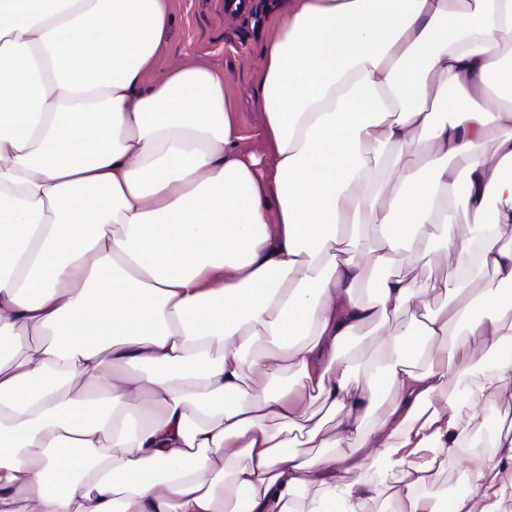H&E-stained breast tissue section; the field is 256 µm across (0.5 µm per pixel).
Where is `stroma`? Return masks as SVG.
Wrapping results in <instances>:
<instances>
[{"label": "stroma", "mask_w": 512, "mask_h": 512, "mask_svg": "<svg viewBox=\"0 0 512 512\" xmlns=\"http://www.w3.org/2000/svg\"><path fill=\"white\" fill-rule=\"evenodd\" d=\"M289 2L268 0L260 17L253 19L233 14L224 0H170L172 22L157 57L155 76L188 62L223 73L224 89L236 108L245 144L259 149L262 114L255 96L263 66L261 49L271 20L283 14Z\"/></svg>", "instance_id": "1"}]
</instances>
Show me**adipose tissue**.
Listing matches in <instances>:
<instances>
[{
    "label": "adipose tissue",
    "mask_w": 512,
    "mask_h": 512,
    "mask_svg": "<svg viewBox=\"0 0 512 512\" xmlns=\"http://www.w3.org/2000/svg\"><path fill=\"white\" fill-rule=\"evenodd\" d=\"M169 18L0 0V512H471L420 487L512 389V0H292L261 154L222 73L147 83ZM441 250L442 306L387 272Z\"/></svg>",
    "instance_id": "adipose-tissue-1"
}]
</instances>
